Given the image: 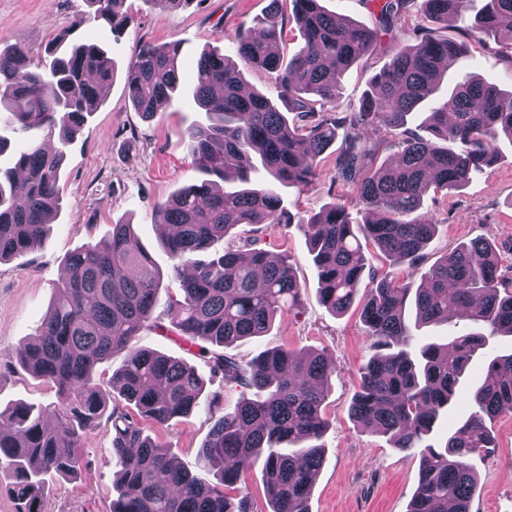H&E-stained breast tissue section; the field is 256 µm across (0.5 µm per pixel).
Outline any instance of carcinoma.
<instances>
[{"label":"carcinoma","mask_w":512,"mask_h":512,"mask_svg":"<svg viewBox=\"0 0 512 512\" xmlns=\"http://www.w3.org/2000/svg\"><path fill=\"white\" fill-rule=\"evenodd\" d=\"M94 11L84 22L123 33L133 17L126 0H87ZM233 36L239 59L263 71L277 88L270 98L248 91L242 70L229 56L205 50L196 63L193 96L208 123L188 129L195 168L232 178L216 190L208 179L187 185L159 203L157 222L175 227L164 246L180 283V296L155 314L161 273L129 223L112 225L103 241L70 253L67 275L34 337L16 351L22 366L57 387L58 402L34 409L0 411V469L12 472L7 490L16 512H43L42 476H72L82 466L74 448L104 414L112 422V454L121 463L112 512H253L247 496L231 490L240 474L263 461L271 512H309L307 503L324 462L318 444L329 366L319 353L286 347L243 363L222 348L243 337L262 336L301 302V286L289 256L263 248L243 253L230 245L202 261L242 224H288L281 187L302 189L319 176L323 154L341 139L335 165L354 185L365 211L362 230L347 208L332 203L306 222L321 303L345 313L363 299L361 316L374 354L364 366L350 408L358 423L392 447L420 451L419 483L408 512H469L476 478L468 457L488 452L487 420L512 409V352L487 361L481 385L468 397L473 411L448 433L445 446L425 444L442 409L460 398L469 363L486 355L488 337L512 336V292L498 279L499 256L488 242L460 244L426 272L418 287L389 274L366 273L362 242L387 261L414 263L433 240L437 221L421 211L427 192L465 187L472 176L500 159L497 141L512 142V92L478 79L457 83L448 98L429 108L422 136L417 119L453 61L468 56L464 41L439 38L419 27L420 42L398 52L373 75L358 104L337 111L342 76L377 47L379 31L392 33L410 0H371L381 30L325 10L322 0H292L303 46L285 62L273 49L280 36L279 3ZM423 0L425 18L448 26L476 12L473 33L512 32V0ZM177 43L144 44L127 71L134 109L151 119L180 84ZM112 57L92 43L64 35L35 60L17 45L0 52V113L28 139L14 165L0 167V262L35 251L62 209L59 187L64 147L73 141L111 85ZM397 148L379 162L380 154ZM259 161L273 182L250 186ZM415 324L452 325L463 311L480 328L448 343L414 340ZM146 328L172 333L199 346L210 369L259 394L215 420L198 451L200 472L178 466L170 448L145 434L142 421L159 425L189 415L200 405L214 410V394L201 401L204 378L181 359L136 348ZM124 350L112 373V390L94 381L96 366Z\"/></svg>","instance_id":"obj_1"}]
</instances>
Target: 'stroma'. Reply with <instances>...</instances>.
I'll use <instances>...</instances> for the list:
<instances>
[{
	"instance_id": "1",
	"label": "stroma",
	"mask_w": 512,
	"mask_h": 512,
	"mask_svg": "<svg viewBox=\"0 0 512 512\" xmlns=\"http://www.w3.org/2000/svg\"><path fill=\"white\" fill-rule=\"evenodd\" d=\"M270 0H196L186 8L156 12L145 0H126L135 17L121 38L109 29L83 23L85 0H0V50L25 46L32 56L43 54L60 35L96 43L115 64V77L96 112L88 118L67 151L61 169L63 209L42 245L34 252L0 263V410L19 404H49L56 394L51 384L33 377L12 356L40 326L60 282L67 255L90 241H99L113 224H133L140 244L165 277L157 295V310L178 295L179 283L168 272L171 261L163 249V233L156 221L157 203L198 179L191 164L187 129L206 116L192 97L195 63L206 49L234 52L232 37L243 23L265 13ZM422 22L418 5H411L402 21L400 39L384 35L377 49L343 76L340 110L356 104L369 81L404 46L415 44L413 30ZM179 42L182 48L181 94L150 120L143 119L128 100L125 74L129 62L145 43ZM501 37L471 43L468 57L448 68L449 81L474 76L503 89L512 88V58L500 52ZM501 158L494 168L475 177L461 191L448 196L427 194L424 210L433 213L439 227L416 268L393 265L373 248H366L368 265L380 273L420 281L444 253L474 240L493 244L500 257L498 275L512 289V142L502 141ZM282 205L291 223L242 225L235 238L257 239L260 247L290 255L302 300L297 313L276 319L263 336L245 338L226 349L227 355L249 361L259 353L285 347L324 353L330 366L324 412L329 426L320 440L324 464L308 499L309 512H407L417 486L419 456L392 448L385 437L355 422L349 407L358 390L361 372L372 354L360 305L336 315L319 301L317 270L303 222L325 206L350 204L353 220H361L353 206L352 186L338 177L332 159L321 164L311 186L281 191ZM134 344L181 358L195 366L207 393H221L222 410L229 411L251 392L212 376L194 351L175 336L146 330ZM215 420L206 408L164 427L147 426L146 434L170 446L174 456L195 468L198 451ZM491 452L471 456L477 475L471 512H512V410L493 418ZM83 466L71 480L48 475L50 492L43 512H112L113 485L120 466L112 457V424L101 419L82 439Z\"/></svg>"
}]
</instances>
